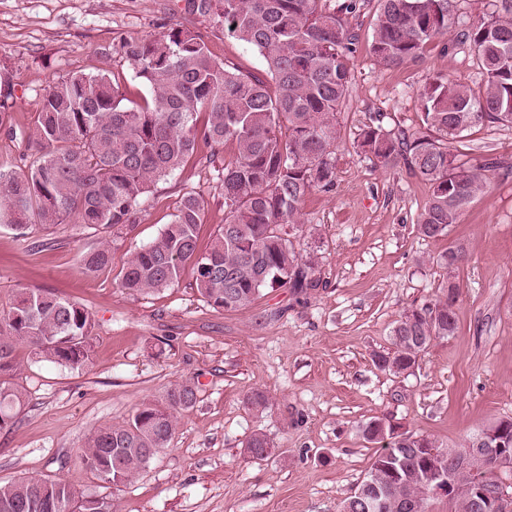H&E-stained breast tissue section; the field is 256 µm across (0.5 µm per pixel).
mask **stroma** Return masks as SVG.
<instances>
[{
    "label": "stroma",
    "mask_w": 512,
    "mask_h": 512,
    "mask_svg": "<svg viewBox=\"0 0 512 512\" xmlns=\"http://www.w3.org/2000/svg\"><path fill=\"white\" fill-rule=\"evenodd\" d=\"M492 2L456 0V27L402 67L378 63L370 50L377 0H360L348 15L358 40L339 116L335 186L306 199L299 227L302 248L318 256L307 292L269 288L227 311L199 295L189 267L175 285L142 294L120 287L118 268L82 273L84 247L112 238L118 254L141 249L188 193L205 201L197 247L210 248L224 222V188L204 146L144 196L139 223L119 234L0 226V311L16 293L40 290L86 307L96 322L84 369L32 360L14 376L25 404L0 431V483L63 479L114 512H338L379 450L358 433L371 417L450 448L512 418V128L477 127L464 138L469 163L494 162L487 191L449 237L435 240L417 228L428 184L359 147L369 126L420 130L416 92L436 74L478 87L458 37ZM176 24L203 34L218 58L265 71L262 56L223 25L186 13L184 0H0V66L11 75L0 168L32 162L26 138L59 77L105 73L129 87L131 100L146 96L119 46ZM452 240L467 248L456 278V333L435 339L410 374L377 369L372 355L390 351L402 314L447 288L436 258ZM187 382L196 387L194 405L177 410L166 447L130 481L115 486L84 468L80 455L93 430L132 418ZM256 391L269 397L260 412L246 403ZM257 430L276 450L263 461L245 453Z\"/></svg>",
    "instance_id": "1"
}]
</instances>
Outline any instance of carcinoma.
<instances>
[{"mask_svg":"<svg viewBox=\"0 0 512 512\" xmlns=\"http://www.w3.org/2000/svg\"><path fill=\"white\" fill-rule=\"evenodd\" d=\"M371 52L383 65L417 60L423 48L448 33L453 0H377ZM191 14L210 17L264 58L263 74L244 72L219 59L199 33L175 25L149 39L125 40L121 55L146 86L143 102L126 104L125 89L106 74H69L58 79L36 110L28 144L35 158L24 173L0 169V223L17 229L39 224H84L117 231L139 221L141 200L172 174L202 142L216 162L226 144L232 160L217 169L224 186V225L205 253L197 250L204 202L181 198L171 224L149 245L121 259L119 283L131 293L168 288L191 265L200 295L232 311L254 303L266 288L300 294L314 284L316 256L289 239L285 225L301 223L305 198L330 190L336 178L340 138L337 114L351 82L357 34L344 15L357 0H187ZM476 61L479 91L445 75L419 89L425 130L411 138L367 127L360 147L384 164L403 160L430 185L418 224L421 235L449 234L486 191L481 166H465L452 144L478 126L512 127V0L470 23L462 32ZM207 120L199 122L200 113ZM466 247L454 241L437 262L448 269V287ZM106 244L81 254L80 269L95 274L112 265ZM457 299L407 310L393 332L388 353L374 354L381 371L400 376L418 364L431 342L457 329ZM95 322L83 306L46 292L17 294L0 313V430L13 424L24 405L8 378L42 359L80 369L88 365ZM196 400L185 383L164 401L144 405L119 425L94 430L81 462L96 478H132L164 448L175 427V411ZM363 440L381 450L364 480L388 500L385 512H486L484 503L460 493L451 501L422 500L425 449L442 444L420 435L412 444L390 442L397 426L373 417L360 426ZM470 439L448 449L446 465L466 485L474 477L495 479L492 459L470 455ZM0 512H112V504L82 495L63 480L23 478L0 484Z\"/></svg>","mask_w":512,"mask_h":512,"instance_id":"cac0c4a2","label":"carcinoma"}]
</instances>
